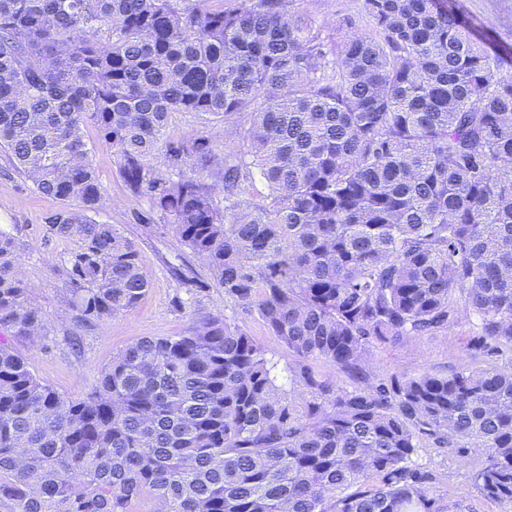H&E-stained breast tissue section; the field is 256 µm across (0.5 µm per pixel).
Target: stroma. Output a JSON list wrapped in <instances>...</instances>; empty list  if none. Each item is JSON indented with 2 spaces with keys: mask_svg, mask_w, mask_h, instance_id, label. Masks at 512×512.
I'll use <instances>...</instances> for the list:
<instances>
[{
  "mask_svg": "<svg viewBox=\"0 0 512 512\" xmlns=\"http://www.w3.org/2000/svg\"><path fill=\"white\" fill-rule=\"evenodd\" d=\"M457 3L491 55L504 71L512 73V0ZM361 4L362 0H303L301 10L314 29L333 42L343 34L340 21L347 15L359 16ZM95 138L94 130H87L86 140L95 146L93 161L105 197L95 218L114 225L136 245L150 288L136 307L90 328L78 324L65 277V261L77 243L51 235L45 226L46 216L59 209L61 202L40 194L0 150V227L25 243L20 255L23 279L33 304L45 314L38 335L11 337L14 351L26 357L34 373L60 393L84 398L95 390L102 368L136 339L178 336L208 318L220 317L252 336L279 367H287L291 355L270 339L256 311L238 306L217 285L196 292L174 276V268L188 266L201 280L209 278L205 266L180 244L165 219L154 216L149 197L129 192L112 150L95 145ZM142 215L153 216V226H142L138 221ZM477 334L474 319L465 318L449 332L382 344L373 349L367 370L375 382L424 371L445 375L461 364ZM415 461L421 470L431 473L438 495L459 501L463 512H496L472 480L481 461L478 449L424 447Z\"/></svg>",
  "mask_w": 512,
  "mask_h": 512,
  "instance_id": "35a3bbf8",
  "label": "stroma"
}]
</instances>
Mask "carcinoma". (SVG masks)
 <instances>
[{
    "mask_svg": "<svg viewBox=\"0 0 512 512\" xmlns=\"http://www.w3.org/2000/svg\"><path fill=\"white\" fill-rule=\"evenodd\" d=\"M213 2L0 0V149L38 192L79 202L46 227L78 243L80 321L149 288L135 244L90 217L91 127L295 362L279 375L212 317L131 343L73 399L0 342V512H130L144 494L157 512H457L415 464L424 441L482 450L474 481L512 512V362L490 360L512 353V74L450 0H362L369 30L332 44L299 0ZM173 112L224 123V150L166 138ZM19 250L0 228V327L32 336L44 313ZM471 315L483 364L371 382L376 345ZM315 368L327 378L335 381L340 387L352 390L362 388L364 383L358 381L353 375L343 370L337 369L336 366L327 363H316Z\"/></svg>",
    "mask_w": 512,
    "mask_h": 512,
    "instance_id": "cac0c4a2",
    "label": "carcinoma"
}]
</instances>
